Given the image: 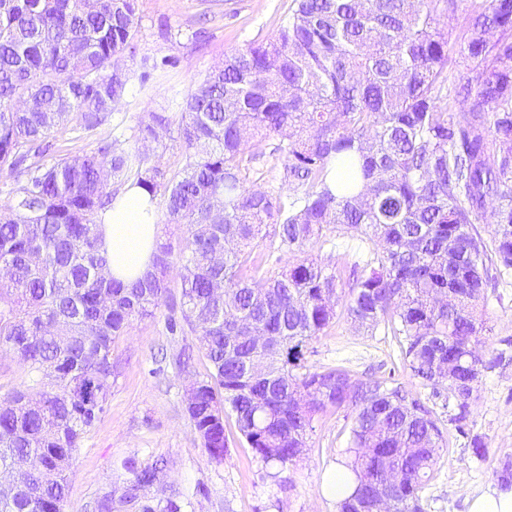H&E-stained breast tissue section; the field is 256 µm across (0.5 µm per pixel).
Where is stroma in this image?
<instances>
[{
  "mask_svg": "<svg viewBox=\"0 0 512 512\" xmlns=\"http://www.w3.org/2000/svg\"><path fill=\"white\" fill-rule=\"evenodd\" d=\"M293 0H138L139 32L126 52L132 69L125 109L113 125L91 134L60 131L51 141L46 162L59 156L97 153L102 140L119 138L137 150L138 126L149 112H166L171 124L161 132L151 153L153 164L171 172L184 165L180 139V104L225 55L254 41L274 38ZM327 243L307 248L317 257H332L350 268L368 249L358 239L326 229ZM181 288L171 281L153 316L135 320L114 345L120 364L105 410L75 455L69 473L64 512H94L104 496L119 499L128 478L125 463L144 467L167 462L161 482L147 491L154 501L171 490L185 496V512H337L323 492L326 477L346 460L350 421L344 412L316 417L307 448L295 465L279 477L228 428L223 462L203 448L185 409L189 383L205 379L208 363L196 352L194 335H173L169 317L180 314ZM490 331L484 350L491 368L482 372L465 421L447 391H434L414 379L405 365L398 338L387 329L364 331L345 313L307 346L306 364L313 369L339 365L360 379H386L404 384L439 419L447 445L420 493L422 512H466L467 498L490 488L512 485L503 470L512 465V273L485 293ZM195 350L189 365L177 362L181 348ZM483 443L485 456L474 446Z\"/></svg>",
  "mask_w": 512,
  "mask_h": 512,
  "instance_id": "35a3bbf8",
  "label": "stroma"
}]
</instances>
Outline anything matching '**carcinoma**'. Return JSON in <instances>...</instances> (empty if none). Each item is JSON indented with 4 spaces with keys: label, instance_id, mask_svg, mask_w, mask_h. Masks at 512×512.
Returning a JSON list of instances; mask_svg holds the SVG:
<instances>
[{
    "label": "carcinoma",
    "instance_id": "cac0c4a2",
    "mask_svg": "<svg viewBox=\"0 0 512 512\" xmlns=\"http://www.w3.org/2000/svg\"><path fill=\"white\" fill-rule=\"evenodd\" d=\"M138 0H0V345L28 365L29 384L0 397V512H63L68 474L103 414L112 348L153 314L168 280L209 363L187 409L210 456L227 453L226 420L265 464L284 470L306 448L315 416H351L338 512H421L419 493L445 439L422 400L397 383L340 366L310 369L306 343L347 317L384 322L412 375L442 387L459 416L486 361L485 291L512 270V0H294L275 39L224 57L182 104L185 164L169 174L146 143L170 126L148 112L143 149L43 162L59 129L93 132L125 105L126 50ZM475 63L448 84L452 51ZM266 145L269 152L249 151ZM280 161L279 186H250L252 164ZM163 196L178 247L159 243L151 269L125 284L109 271L101 224L119 187ZM494 199L495 233L477 225ZM334 224L373 245L340 287L336 265L305 248ZM267 252L255 256L258 238ZM266 373L257 376L252 364ZM158 459L123 486L121 505L182 512L145 490Z\"/></svg>",
    "mask_w": 512,
    "mask_h": 512
}]
</instances>
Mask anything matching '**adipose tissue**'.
I'll return each instance as SVG.
<instances>
[{"label": "adipose tissue", "instance_id": "adipose-tissue-1", "mask_svg": "<svg viewBox=\"0 0 512 512\" xmlns=\"http://www.w3.org/2000/svg\"><path fill=\"white\" fill-rule=\"evenodd\" d=\"M159 233L157 211L149 195L140 187L126 186L106 213L103 227L112 276L130 279L145 273Z\"/></svg>", "mask_w": 512, "mask_h": 512}]
</instances>
